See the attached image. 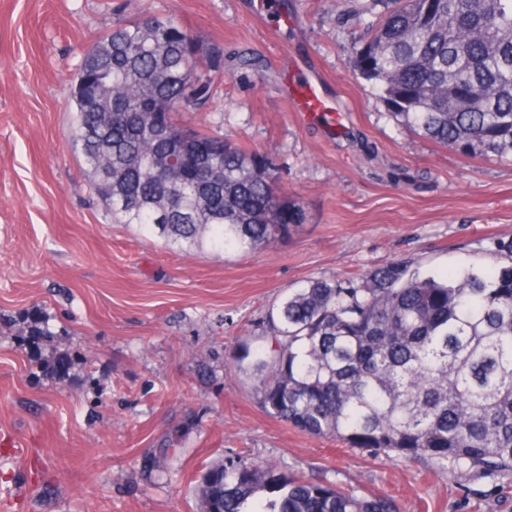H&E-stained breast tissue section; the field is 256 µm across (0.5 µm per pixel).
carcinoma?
I'll return each mask as SVG.
<instances>
[{
    "instance_id": "1",
    "label": "carcinoma",
    "mask_w": 512,
    "mask_h": 512,
    "mask_svg": "<svg viewBox=\"0 0 512 512\" xmlns=\"http://www.w3.org/2000/svg\"><path fill=\"white\" fill-rule=\"evenodd\" d=\"M363 11L376 17L353 70L396 120L465 155L512 158V0H369ZM221 55L172 18L135 13L83 54L72 142L117 223L172 246L253 253L303 212L274 196L259 152L179 122L211 103L215 77L200 66ZM490 244L505 262L434 273L390 261L288 296L259 361L263 407L453 480L512 479V240ZM199 500L201 512H397L387 497L242 456L206 470Z\"/></svg>"
}]
</instances>
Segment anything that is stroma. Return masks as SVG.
<instances>
[{"label": "stroma", "mask_w": 512, "mask_h": 512, "mask_svg": "<svg viewBox=\"0 0 512 512\" xmlns=\"http://www.w3.org/2000/svg\"><path fill=\"white\" fill-rule=\"evenodd\" d=\"M0 0V512H199L198 485L246 456L394 499L399 512H512V488L347 447L268 414L267 318L316 280L412 259L489 266L512 238V160L421 138L357 78L356 0ZM217 46L224 80L185 125L272 159L305 219L244 254L169 247L116 223L74 151L82 50L128 13ZM316 83L336 128L296 112Z\"/></svg>", "instance_id": "35a3bbf8"}]
</instances>
